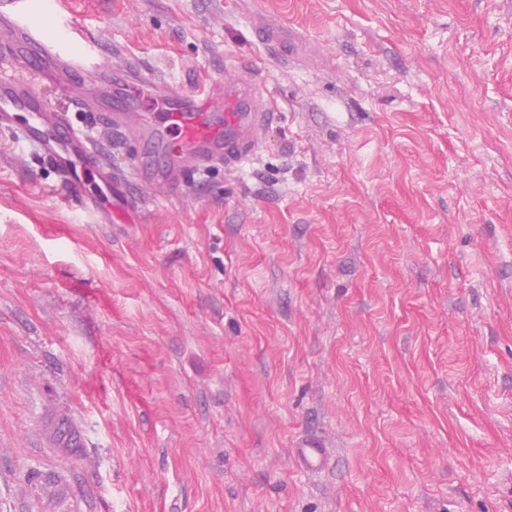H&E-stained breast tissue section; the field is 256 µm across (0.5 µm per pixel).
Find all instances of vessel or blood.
Returning a JSON list of instances; mask_svg holds the SVG:
<instances>
[{
    "mask_svg": "<svg viewBox=\"0 0 512 512\" xmlns=\"http://www.w3.org/2000/svg\"><path fill=\"white\" fill-rule=\"evenodd\" d=\"M57 27L56 36L46 35L22 6L0 13V62L28 73L24 79L0 73V129L37 150L59 186L77 198L94 223H135L149 201L134 194L133 184H158L168 195H177L185 179L217 166L240 168L257 154L259 133L275 109L260 91L254 67H242L236 82L208 83L194 94L169 84L159 90L141 64L105 66L95 39L75 19L59 16ZM254 31L272 55L286 54L280 27L261 21ZM93 78L157 91L161 109L144 113L133 100L119 104L91 95L87 83ZM51 83L73 94L78 111L96 113L100 126L166 154V165L149 168L136 159L126 170H117L91 129L49 107L39 88ZM293 457L309 471L325 463L324 449L313 442L295 449Z\"/></svg>",
    "mask_w": 512,
    "mask_h": 512,
    "instance_id": "vessel-or-blood-1",
    "label": "vessel or blood"
}]
</instances>
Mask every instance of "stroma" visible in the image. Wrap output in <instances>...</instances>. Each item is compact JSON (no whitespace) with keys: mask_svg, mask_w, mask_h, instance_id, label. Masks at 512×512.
Returning a JSON list of instances; mask_svg holds the SVG:
<instances>
[{"mask_svg":"<svg viewBox=\"0 0 512 512\" xmlns=\"http://www.w3.org/2000/svg\"><path fill=\"white\" fill-rule=\"evenodd\" d=\"M26 4L276 114L138 224L0 132V512H512V0ZM254 31L266 44L272 55L281 56L285 55L288 51V44L285 40L284 31L280 26H273L269 22L259 20L255 25ZM301 447L293 452V458L298 466L309 471L320 470L325 463L324 448L314 442L304 443Z\"/></svg>","mask_w":512,"mask_h":512,"instance_id":"1","label":"stroma"}]
</instances>
